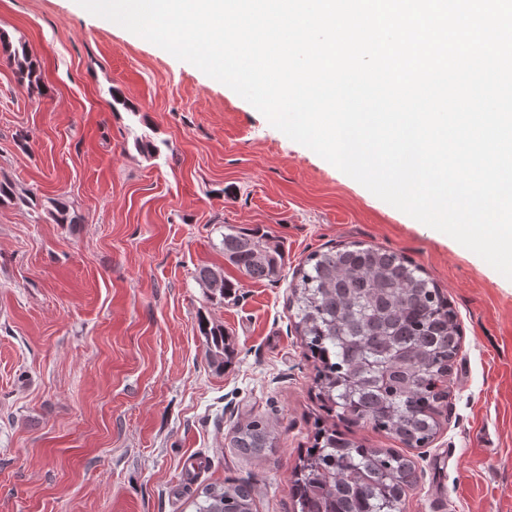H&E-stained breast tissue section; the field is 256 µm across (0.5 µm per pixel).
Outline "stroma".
Instances as JSON below:
<instances>
[{
  "label": "stroma",
  "mask_w": 512,
  "mask_h": 512,
  "mask_svg": "<svg viewBox=\"0 0 512 512\" xmlns=\"http://www.w3.org/2000/svg\"><path fill=\"white\" fill-rule=\"evenodd\" d=\"M0 34L48 89L31 95L0 53V178L80 218L0 206V512H194L225 483L252 484L254 512H297L294 471L336 419L289 285L311 253L353 242L420 264L461 330L440 428L408 452L404 512H512V280L76 0H0ZM228 224L283 245L274 280L228 263ZM215 265L239 284L221 304L196 279ZM203 320L224 327V366ZM250 418L274 428L259 458L231 441ZM200 333L206 338L208 354L211 361L217 366L224 365V359L227 361L232 354V349L226 335H224V327L220 324H213L204 321L199 327Z\"/></svg>",
  "instance_id": "35a3bbf8"
}]
</instances>
